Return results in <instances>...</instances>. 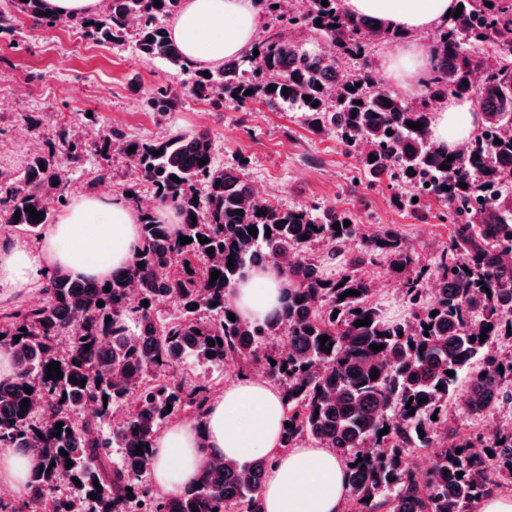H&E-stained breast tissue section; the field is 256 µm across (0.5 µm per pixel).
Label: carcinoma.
Returning a JSON list of instances; mask_svg holds the SVG:
<instances>
[{"label": "carcinoma", "mask_w": 512, "mask_h": 512, "mask_svg": "<svg viewBox=\"0 0 512 512\" xmlns=\"http://www.w3.org/2000/svg\"><path fill=\"white\" fill-rule=\"evenodd\" d=\"M103 2L100 13L77 19L87 38L100 44L119 40L130 20H138L139 52L186 74L191 96L298 107L308 125L335 127L345 146L367 144L358 158L363 170L433 193L446 207L454 236L429 267L418 265L390 228L376 230L349 252L353 270L382 259L401 278L411 317L389 320L371 302L362 277L351 272L327 279L321 259L306 255L314 244L325 245L329 258L346 252L355 237L352 214L332 206L280 211L247 205L252 189L239 169L215 167L205 132L131 139L110 129L90 143L60 128L57 143L33 152L20 179L0 180L1 225L40 235L52 221L50 203L63 207L68 199L66 167L92 149L126 154L130 147L139 176L127 191L149 183L156 203L172 207L180 224L174 233L156 220L154 210L143 211L141 248L131 266L104 284L53 269L43 302L3 315L0 350L10 355L14 375L0 381V448L31 450L39 463L21 506L0 502V512H129L137 503L145 512H258L273 465L269 457L213 458L199 482L163 499L152 497L151 486L141 480L151 471L152 442L160 429L180 414L203 417L216 393L210 385L177 383L171 371L193 360L222 368L228 358L260 365L281 386V447L308 440L349 464L347 512H471L493 491L512 493V430L491 439L448 430V399L460 373H466L461 408L474 417L508 398L504 385L512 381V356L486 351L494 337L512 339V265L503 262L512 253V190L499 176L501 167L512 165V0H456L461 15L449 16L431 35L424 92L413 99L383 88L369 59L374 42H396L406 33L346 12L341 0H327L326 6L303 0L295 7L286 0H259L272 20L254 45L259 54L228 59L209 70L208 78L204 69L187 64L163 22L177 13L181 0ZM18 14L37 25L57 21L45 15L43 0H11V7L0 10V31L12 32ZM283 28L308 30L325 46L308 53L283 39ZM487 49L499 58L494 69L484 66ZM341 58L358 66L332 94ZM249 89L253 93L245 94ZM450 95L472 99L483 115L481 129L454 153L430 134L433 103ZM149 102L165 114L180 97L161 87ZM409 121L422 126L411 129ZM159 150L163 154L152 155ZM201 159L206 164L199 165ZM29 206L41 213L40 220L30 218ZM200 235L208 242H199ZM181 236L192 242L181 244ZM288 255L297 260L283 267L288 288L279 309L257 323L230 320V288L250 269ZM214 271L221 276L212 282ZM347 290L360 295L340 298ZM161 294L178 306V316L157 311ZM100 301L104 306H97ZM132 314L134 333L125 324ZM366 318L370 325H354ZM210 339L221 343L210 346ZM372 344L384 349L374 352ZM53 361L60 363L59 379L47 378ZM422 398L427 402L419 403ZM385 428L388 433L380 435ZM477 445L484 454L471 453ZM110 448L122 449L120 456L110 459ZM429 448L434 455L424 480L412 457ZM75 478L82 497L57 492Z\"/></svg>", "instance_id": "1"}]
</instances>
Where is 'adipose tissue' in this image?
Instances as JSON below:
<instances>
[{
  "mask_svg": "<svg viewBox=\"0 0 512 512\" xmlns=\"http://www.w3.org/2000/svg\"><path fill=\"white\" fill-rule=\"evenodd\" d=\"M346 5L353 14L411 33V40L383 58L380 68L401 89L418 88L430 64L422 36L446 23L455 0H346ZM259 26L256 0H183L169 32L188 64L215 67L249 52ZM481 122L472 100L451 96L434 110L432 138L452 151L474 135ZM140 223L141 211L127 196L100 193L74 197L37 242L1 236L0 301L40 290L52 268L109 280L134 260L141 246ZM285 285L283 270L270 264L250 270L230 299L242 320L259 322L277 307ZM282 418L275 385L239 376L225 384L201 419L173 420L157 435L152 480L176 494L199 480L210 457L242 461L269 456L275 464L266 474L259 512H342L351 495L345 460L312 443L280 447ZM36 463L32 454L1 449L0 485L23 492Z\"/></svg>",
  "mask_w": 512,
  "mask_h": 512,
  "instance_id": "adipose-tissue-1",
  "label": "adipose tissue"
}]
</instances>
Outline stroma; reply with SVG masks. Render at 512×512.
<instances>
[{"label": "stroma", "mask_w": 512, "mask_h": 512, "mask_svg": "<svg viewBox=\"0 0 512 512\" xmlns=\"http://www.w3.org/2000/svg\"><path fill=\"white\" fill-rule=\"evenodd\" d=\"M186 80L166 61L143 58L134 36L98 44L84 38L71 19L45 27L19 17L12 33L0 35V176L20 178L33 143L53 140L63 125L96 134L116 128L132 138L205 131L216 164L238 167L275 208L333 206L357 215L362 235L392 228L423 266L433 265L448 246L453 227L442 219L443 208L433 195H424V213H414L402 203L409 186L365 175L355 150L337 133L308 126L296 109L259 101L218 105L188 94L176 111L161 115L149 107L154 89ZM28 114L41 116L39 129L25 122ZM104 167L112 173L107 184L98 179ZM67 180L72 197L120 194L130 169L122 153L93 151L68 169ZM354 271L370 283L371 300L383 313L405 315L398 279L388 266L368 262ZM511 421L512 401L479 419L465 415L458 402L448 403V427L461 434L485 433Z\"/></svg>", "instance_id": "35a3bbf8"}]
</instances>
